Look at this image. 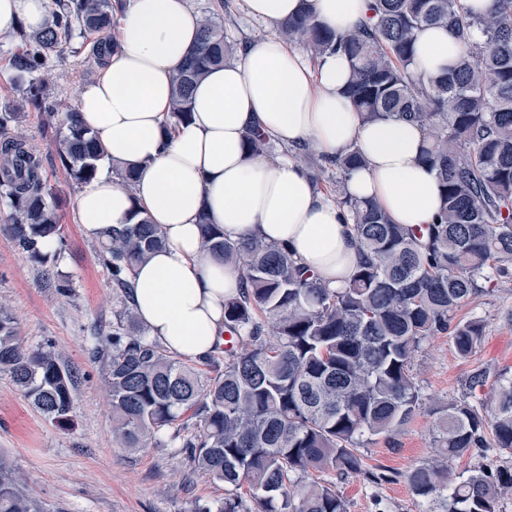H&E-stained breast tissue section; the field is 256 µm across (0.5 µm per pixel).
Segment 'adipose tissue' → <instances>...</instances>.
Instances as JSON below:
<instances>
[{
	"label": "adipose tissue",
	"mask_w": 512,
	"mask_h": 512,
	"mask_svg": "<svg viewBox=\"0 0 512 512\" xmlns=\"http://www.w3.org/2000/svg\"><path fill=\"white\" fill-rule=\"evenodd\" d=\"M244 3L249 15L274 27L310 9L339 35L369 15V0ZM46 20L47 0H0V33L20 24L37 32ZM201 21L188 0H130L119 50L75 91L79 121L105 149L103 172L76 197L83 233L97 240L142 215L157 224L164 244L133 271L134 310L152 338L186 359L222 342L224 299L240 286L236 269L202 251L200 214L229 239L257 236L287 247L333 288L358 262L347 211L294 159L249 154L253 127L325 157L359 151L365 164L350 174L346 192L374 202L394 223L424 227L443 205L436 174L421 160L423 130L399 119L364 121L345 93L350 63L339 52L312 68L278 36L255 40L237 61L208 72L194 89L189 120L167 131L173 78L198 41ZM462 51L445 29H425L414 72L429 78ZM117 167L136 169V180L123 183Z\"/></svg>",
	"instance_id": "adipose-tissue-1"
}]
</instances>
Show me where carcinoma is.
<instances>
[{"mask_svg":"<svg viewBox=\"0 0 512 512\" xmlns=\"http://www.w3.org/2000/svg\"><path fill=\"white\" fill-rule=\"evenodd\" d=\"M466 0H373L370 23L336 35L308 9L278 28L285 41L305 43L311 57L342 52L349 58L347 94L366 121L404 119L425 132L421 159L436 171L443 207L425 231L395 224L370 201L343 192L360 245V262L347 284L320 282L287 248L252 237L231 241L199 218L202 248L236 267L241 287L224 299V331L196 368L151 338L131 304L129 275L161 248L157 225L142 217L98 240L102 265L117 289L112 330L93 336L112 406V439L133 452L150 444L180 448L190 463L228 494L212 510L196 512H347L333 482L313 473H356L359 449L372 437L394 433L424 410L435 420L442 460L405 474L412 493L442 512H497L512 492V469L476 470L452 483L449 463L474 451L512 454V377L499 379L492 400L428 405L411 362L429 339L448 334L457 354L480 343L483 320L456 318L486 290L512 278V0H491L476 12ZM123 0H50L51 21L39 32L19 28L22 50L12 57L26 80L23 100L45 107L36 74L78 38L74 52L96 59L118 48L102 33ZM430 27L445 28L463 52L448 71L426 81L413 74L415 41ZM478 30L483 41H472ZM236 60L223 26L203 18L200 37L178 68L170 118L190 116L195 84L211 68ZM51 146L77 185L91 183L104 159L94 135L69 112L54 126ZM18 112L0 113V196L11 208L0 230L35 263L46 264L64 247L63 227L47 202L51 188L37 151L10 124ZM255 154L274 141L259 129L247 135ZM294 158L315 180L336 170V185L364 159L349 152L324 162L301 148ZM0 373L48 419L61 422L73 409L78 374L49 343L31 345L0 302ZM454 484L448 488V484ZM248 485V496L239 490ZM0 512H43L12 465L0 458Z\"/></svg>","mask_w":512,"mask_h":512,"instance_id":"1","label":"carcinoma"}]
</instances>
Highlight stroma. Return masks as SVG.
<instances>
[{
  "label": "stroma",
  "instance_id": "obj_1",
  "mask_svg": "<svg viewBox=\"0 0 512 512\" xmlns=\"http://www.w3.org/2000/svg\"><path fill=\"white\" fill-rule=\"evenodd\" d=\"M227 1L233 4L229 15L223 7ZM190 5L220 21L228 41L238 45L270 32L247 14L244 0H190ZM20 46L16 32L0 35V113H24L21 127L42 157L43 174L52 188L49 203L60 217L65 246L55 260L41 266L0 234V301L9 305L20 336L32 344L52 342L78 372L80 383L68 421L57 424L46 420L7 376H0V456L11 462L28 493L47 512H194L197 506L221 502L223 484L195 469L178 449L149 446L130 455L112 440V408L87 342L94 329L111 327L115 293L98 259L96 241L80 229L75 200L81 187L49 148L44 113L21 103L23 87L11 66ZM98 69L86 52L51 58L46 92L57 115L75 109V88L93 80ZM64 282L72 286L71 297L57 292ZM461 314L482 318L484 336L465 359L446 334L430 339L416 353L412 372L427 403L465 397L468 378L476 372L487 377L476 391L484 400L500 375L512 377V282L488 286ZM433 433L434 419L423 412L403 431L374 437L362 448V472L334 479L348 512H429V502L411 492L404 475L435 458Z\"/></svg>",
  "mask_w": 512,
  "mask_h": 512
}]
</instances>
